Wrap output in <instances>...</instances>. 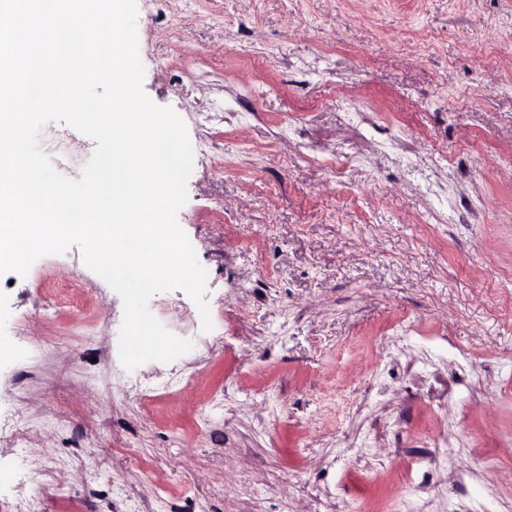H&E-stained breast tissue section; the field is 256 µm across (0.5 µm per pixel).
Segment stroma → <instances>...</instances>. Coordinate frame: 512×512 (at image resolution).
<instances>
[{"instance_id": "1", "label": "stroma", "mask_w": 512, "mask_h": 512, "mask_svg": "<svg viewBox=\"0 0 512 512\" xmlns=\"http://www.w3.org/2000/svg\"><path fill=\"white\" fill-rule=\"evenodd\" d=\"M137 36L209 315L154 294L193 348L130 371L79 247L0 275V512H512V0H138Z\"/></svg>"}]
</instances>
